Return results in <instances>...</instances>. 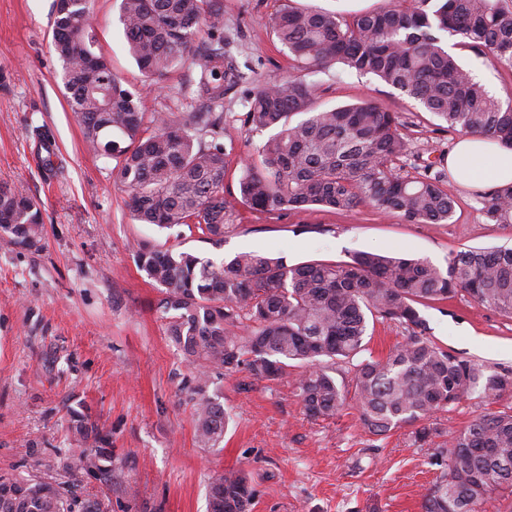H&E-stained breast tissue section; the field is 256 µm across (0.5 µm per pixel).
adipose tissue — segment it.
I'll use <instances>...</instances> for the list:
<instances>
[{
  "label": "adipose tissue",
  "mask_w": 512,
  "mask_h": 512,
  "mask_svg": "<svg viewBox=\"0 0 512 512\" xmlns=\"http://www.w3.org/2000/svg\"><path fill=\"white\" fill-rule=\"evenodd\" d=\"M453 177L464 184L474 183L478 174H486L491 184H512V150L480 136L461 138L448 156Z\"/></svg>",
  "instance_id": "1"
}]
</instances>
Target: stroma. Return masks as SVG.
I'll use <instances>...</instances> for the list:
<instances>
[{
    "label": "stroma",
    "instance_id": "1",
    "mask_svg": "<svg viewBox=\"0 0 512 512\" xmlns=\"http://www.w3.org/2000/svg\"><path fill=\"white\" fill-rule=\"evenodd\" d=\"M224 38L254 84H276L299 69L272 26L284 0H223ZM54 0H0V184L37 200L38 246L0 242V474L71 486L101 512H207L213 479L235 468L249 475L252 512H422L436 476L431 448L410 426L374 436L356 410L307 417L291 379H254L246 368L214 377L209 388L230 421L217 447L195 434V370L171 341L164 289L134 263L145 242L219 263L241 252L287 263L341 262L356 252L425 258L447 267L452 253L512 246V225L488 223L480 188L458 183L446 158L459 135L378 78L334 67L307 73L323 108L374 100L399 113L410 137L408 161L439 160L455 199L448 224H409L371 206L349 211L262 212L243 205L245 157L266 140L242 119L254 84L224 96V198L230 230L216 242L187 227L134 221L110 160L89 153L66 102L53 48ZM98 46L148 112H203L186 94L197 60L148 81L129 55L116 0H91ZM500 101L512 99V70L453 49ZM430 338L456 355L512 368V318L466 294L421 307ZM88 408L111 436L110 478L68 468L67 410Z\"/></svg>",
    "mask_w": 512,
    "mask_h": 512
}]
</instances>
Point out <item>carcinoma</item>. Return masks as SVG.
Listing matches in <instances>:
<instances>
[{
  "label": "carcinoma",
  "instance_id": "cac0c4a2",
  "mask_svg": "<svg viewBox=\"0 0 512 512\" xmlns=\"http://www.w3.org/2000/svg\"><path fill=\"white\" fill-rule=\"evenodd\" d=\"M119 22L139 69L161 77L196 54L197 93L215 107L242 80L224 52L223 0H120ZM273 29L291 58L317 71L334 66L372 74L459 130L512 149V101L504 104L448 51L444 35L493 64L512 67V0H390L365 12H329L283 5ZM209 41L194 46L201 31ZM90 0H56L53 48L62 63L70 110L85 147L116 161L117 179L135 220L160 228L186 226L211 240L232 228L224 200L222 112H152L123 86L95 51ZM302 119L295 121L293 116ZM249 131L273 130L247 156L240 202L261 211H302L312 205L394 212L411 224H447L454 199L436 163L405 169L409 139L395 112L367 101L331 109L317 105L316 86L299 76L257 89L243 116ZM491 224H512V185L481 195ZM43 235L40 204L0 186V240L32 247ZM137 268L165 288L168 334L197 366L196 434L216 446L228 419L208 394L212 377L245 367L258 380L304 369L294 385L306 415L333 418L356 408L363 427L382 436L404 425L416 442L442 435L440 415L479 394L512 398V369L456 356L428 336L418 306L465 293L479 306L512 317V248L467 249L442 269L428 260L357 253L335 263L290 265L241 253L215 264L147 243L134 249ZM393 322L407 333L384 359L364 356L369 325ZM351 366V383L336 366ZM69 433L88 474L112 470L108 438L84 413L68 411ZM438 474L423 512H484L488 498L512 494V406L482 411L450 440L436 445ZM68 490L0 476V512H75ZM242 470L216 477L209 512H251Z\"/></svg>",
  "mask_w": 512,
  "mask_h": 512
}]
</instances>
